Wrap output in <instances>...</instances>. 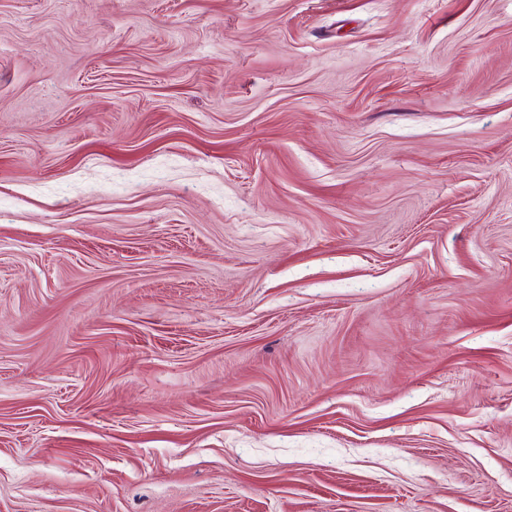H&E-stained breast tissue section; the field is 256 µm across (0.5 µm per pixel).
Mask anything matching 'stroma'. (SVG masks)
I'll return each mask as SVG.
<instances>
[{"mask_svg": "<svg viewBox=\"0 0 512 512\" xmlns=\"http://www.w3.org/2000/svg\"><path fill=\"white\" fill-rule=\"evenodd\" d=\"M0 512H512V0H0Z\"/></svg>", "mask_w": 512, "mask_h": 512, "instance_id": "stroma-1", "label": "stroma"}]
</instances>
